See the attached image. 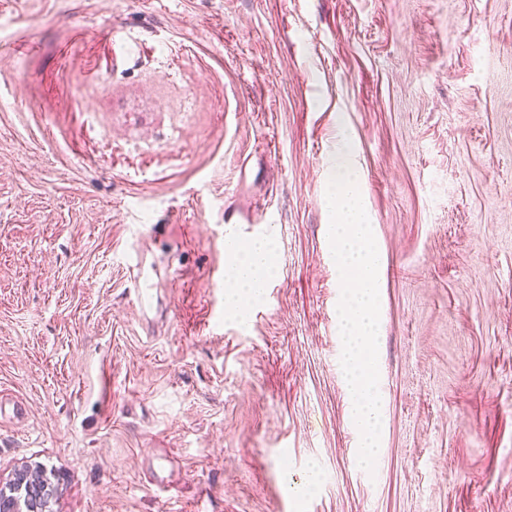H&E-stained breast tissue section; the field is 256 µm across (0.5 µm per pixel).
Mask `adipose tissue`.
Returning a JSON list of instances; mask_svg holds the SVG:
<instances>
[{
    "label": "adipose tissue",
    "instance_id": "ef3b65f1",
    "mask_svg": "<svg viewBox=\"0 0 512 512\" xmlns=\"http://www.w3.org/2000/svg\"><path fill=\"white\" fill-rule=\"evenodd\" d=\"M225 258L230 285L227 304L234 314L242 315L261 296L266 280L277 266L276 253L269 242L252 240L227 245Z\"/></svg>",
    "mask_w": 512,
    "mask_h": 512
}]
</instances>
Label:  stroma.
<instances>
[{
	"label": "stroma",
	"mask_w": 512,
	"mask_h": 512,
	"mask_svg": "<svg viewBox=\"0 0 512 512\" xmlns=\"http://www.w3.org/2000/svg\"><path fill=\"white\" fill-rule=\"evenodd\" d=\"M344 160L383 255L371 474ZM231 236L277 255L242 317ZM0 397V481L47 471L51 512H512V0H0Z\"/></svg>",
	"instance_id": "obj_1"
}]
</instances>
